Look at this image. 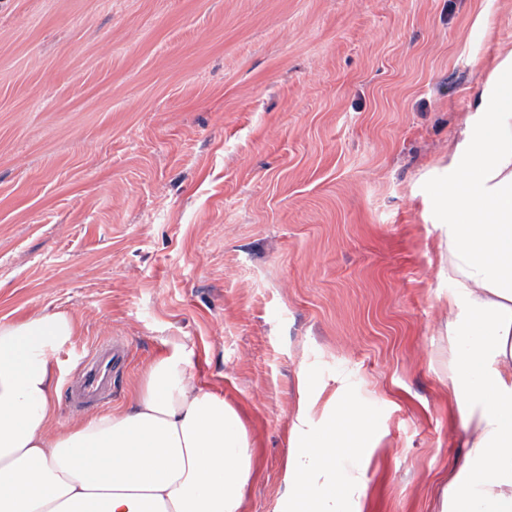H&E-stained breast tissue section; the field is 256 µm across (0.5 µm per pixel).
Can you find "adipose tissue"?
Returning <instances> with one entry per match:
<instances>
[{
	"mask_svg": "<svg viewBox=\"0 0 512 512\" xmlns=\"http://www.w3.org/2000/svg\"><path fill=\"white\" fill-rule=\"evenodd\" d=\"M453 153L472 176L448 190L439 248L448 294V406L467 454L440 512H512V52L489 75ZM76 332L65 312L0 323V512H239L251 477L249 435L223 394L196 377L179 347L156 358L120 410L51 432L53 352ZM300 401L287 455L295 512H336L361 482L324 463L333 433L312 434ZM327 494L310 503L299 490Z\"/></svg>",
	"mask_w": 512,
	"mask_h": 512,
	"instance_id": "ef3b65f1",
	"label": "adipose tissue"
}]
</instances>
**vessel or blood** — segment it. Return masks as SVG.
<instances>
[{
  "instance_id": "b4317fda",
  "label": "vessel or blood",
  "mask_w": 512,
  "mask_h": 512,
  "mask_svg": "<svg viewBox=\"0 0 512 512\" xmlns=\"http://www.w3.org/2000/svg\"><path fill=\"white\" fill-rule=\"evenodd\" d=\"M127 359L128 349L118 338L97 342L89 348L76 380L66 388L69 410L81 412L93 404L106 406L112 397L113 374Z\"/></svg>"
}]
</instances>
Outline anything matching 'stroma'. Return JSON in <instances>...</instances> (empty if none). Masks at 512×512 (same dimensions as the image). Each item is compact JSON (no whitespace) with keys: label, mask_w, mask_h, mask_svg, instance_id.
<instances>
[{"label":"stroma","mask_w":512,"mask_h":512,"mask_svg":"<svg viewBox=\"0 0 512 512\" xmlns=\"http://www.w3.org/2000/svg\"><path fill=\"white\" fill-rule=\"evenodd\" d=\"M512 0H0V322L66 312L59 379L126 339L108 411L183 346L290 512L301 397L369 408L342 512H439L450 154Z\"/></svg>","instance_id":"35a3bbf8"}]
</instances>
